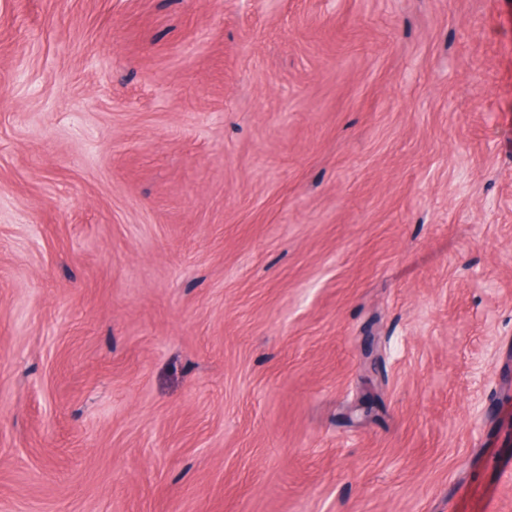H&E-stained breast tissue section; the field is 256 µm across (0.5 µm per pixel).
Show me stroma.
<instances>
[{"instance_id":"stroma-1","label":"stroma","mask_w":512,"mask_h":512,"mask_svg":"<svg viewBox=\"0 0 512 512\" xmlns=\"http://www.w3.org/2000/svg\"><path fill=\"white\" fill-rule=\"evenodd\" d=\"M0 512H512V0H0Z\"/></svg>"}]
</instances>
